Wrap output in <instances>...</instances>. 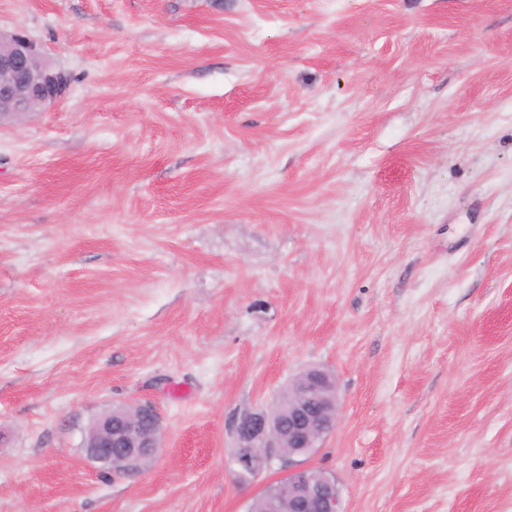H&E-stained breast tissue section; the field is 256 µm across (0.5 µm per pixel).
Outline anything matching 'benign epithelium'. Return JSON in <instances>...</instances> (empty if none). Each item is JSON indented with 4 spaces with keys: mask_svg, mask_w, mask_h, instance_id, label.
Masks as SVG:
<instances>
[{
    "mask_svg": "<svg viewBox=\"0 0 512 512\" xmlns=\"http://www.w3.org/2000/svg\"><path fill=\"white\" fill-rule=\"evenodd\" d=\"M69 83V75L47 59L33 39L0 32V122L55 105ZM328 384L329 376L322 369L309 370L302 381L294 408L288 412L291 451L286 458L278 451L280 442L269 433L268 411H245L233 422L236 447L252 449L248 455H232L233 475L249 473L255 480L281 461L282 479L292 488L291 512H343L336 477L297 461L335 430L337 400L324 396ZM83 448L103 468L133 475L141 458L156 455L162 448L159 416L151 405L127 408L118 425L112 414H106L86 432Z\"/></svg>",
    "mask_w": 512,
    "mask_h": 512,
    "instance_id": "1",
    "label": "benign epithelium"
}]
</instances>
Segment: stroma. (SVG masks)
I'll return each mask as SVG.
<instances>
[{
    "label": "stroma",
    "instance_id": "1",
    "mask_svg": "<svg viewBox=\"0 0 512 512\" xmlns=\"http://www.w3.org/2000/svg\"><path fill=\"white\" fill-rule=\"evenodd\" d=\"M71 76L0 126V512H248L307 368L344 512H512V0H0ZM152 401L165 449L82 436ZM115 425L112 412L97 419L84 436L83 448L103 468L133 475L141 458L162 448L159 416L153 406L137 405L126 409L118 430Z\"/></svg>",
    "mask_w": 512,
    "mask_h": 512
}]
</instances>
